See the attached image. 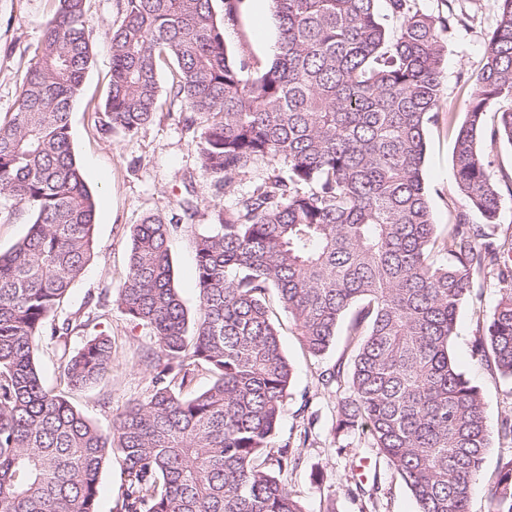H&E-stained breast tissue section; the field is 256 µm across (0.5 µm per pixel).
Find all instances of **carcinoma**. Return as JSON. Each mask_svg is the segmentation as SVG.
Returning <instances> with one entry per match:
<instances>
[{
	"label": "carcinoma",
	"instance_id": "obj_1",
	"mask_svg": "<svg viewBox=\"0 0 512 512\" xmlns=\"http://www.w3.org/2000/svg\"><path fill=\"white\" fill-rule=\"evenodd\" d=\"M87 0H58L16 112L0 122V220L29 215L0 252V512H99V475L121 457L116 512H306L279 475L289 447H271L290 396L277 303L307 351L323 356L351 315L353 359L321 372L347 386L336 431L363 428L411 492L417 512H469L485 455L512 446V415L491 429L480 389L451 350L476 276L500 297L476 355L512 381V245L486 228L501 194L479 150L491 103L512 100V0H498L485 63L457 127L453 169L463 200L435 236L422 177L425 129L441 102L443 34L459 17L413 0H272L273 62L237 66L212 0H126L112 31L105 130L133 134L161 95L200 115L201 168L216 190L258 161L283 162L214 213L197 236L199 316L175 284L156 215L134 226L118 288L121 312L150 332L151 393L89 421L42 385L37 354L52 341L66 386L98 383L112 337L68 350L72 323L55 312L90 262L97 201L71 147L70 109L91 64ZM399 21L389 31L380 3ZM491 140L512 144V108ZM439 250L450 261L436 264ZM211 384L189 387L198 368ZM489 512H512V457L486 484Z\"/></svg>",
	"mask_w": 512,
	"mask_h": 512
}]
</instances>
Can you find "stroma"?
<instances>
[{"mask_svg": "<svg viewBox=\"0 0 512 512\" xmlns=\"http://www.w3.org/2000/svg\"><path fill=\"white\" fill-rule=\"evenodd\" d=\"M87 27L93 62L82 91L70 111L71 144L84 178L97 198L95 253L83 274L73 283L57 318L83 321L84 327L68 338L77 351L98 333L111 335L112 366L99 384L69 392V401L101 427L127 404L150 393L152 367L147 352L149 332L127 319L115 297L126 271L131 233L149 215L178 221L170 240L177 285L189 313H196V235L211 223L212 210L228 205L236 191L249 188L271 173L274 165L251 164L232 188L215 193L199 159L200 125L187 123L179 102L161 96L153 118L133 134L103 131L104 103L112 69L110 37L123 17L124 0H87ZM419 10L464 14L444 38L441 112L426 129L427 150L423 179L432 220L447 232L455 211L452 155L455 125L466 116L470 94L468 79L483 66L490 32L496 25L497 0H416ZM58 7L57 0H0V120H9L31 60L38 54L43 26ZM256 11L249 0H237L234 20L224 24V40L236 62L252 68L270 62L278 41L274 15L264 29L255 27ZM480 150L501 191L497 238L512 235V145L482 140ZM198 201L194 219L180 209L184 198ZM499 297L491 280L475 278L473 293L462 305L452 350L485 398L490 422L512 414V383L491 375L474 355L479 336V316L489 314ZM283 350L294 370L292 396L285 407L275 445H288L293 467L282 475L296 491L307 512H415L414 499L405 484L371 446L368 433L337 432L336 419L344 393L326 389L319 375L337 360H350L352 343L347 327H340L336 343L323 358L307 354L289 323L281 325ZM376 488L375 502L355 495V484Z\"/></svg>", "mask_w": 512, "mask_h": 512, "instance_id": "1", "label": "stroma"}]
</instances>
